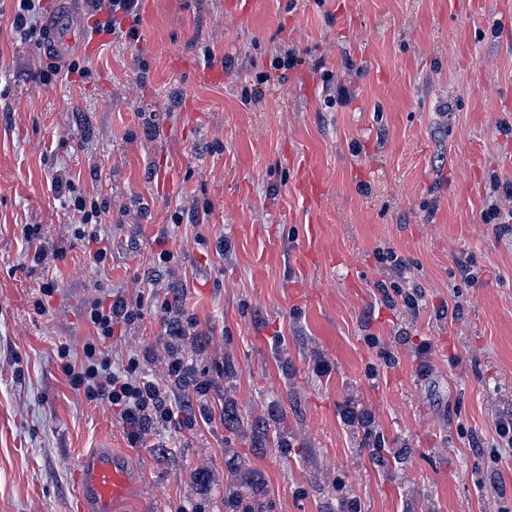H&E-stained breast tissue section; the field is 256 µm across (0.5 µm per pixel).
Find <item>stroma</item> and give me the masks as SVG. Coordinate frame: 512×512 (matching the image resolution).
<instances>
[{
    "label": "stroma",
    "instance_id": "1",
    "mask_svg": "<svg viewBox=\"0 0 512 512\" xmlns=\"http://www.w3.org/2000/svg\"><path fill=\"white\" fill-rule=\"evenodd\" d=\"M228 2L141 0L58 62L0 0V512H78L102 439L140 479L117 512H229L231 481L269 512H512V223L485 220L512 209V0ZM207 53L222 85L193 79ZM58 180L100 204L104 270ZM116 291L144 307L115 361L196 318L185 345L218 378L174 392L193 429L130 444L71 388L58 352L81 357ZM297 186L307 202H318L324 194L320 175L310 168H299Z\"/></svg>",
    "mask_w": 512,
    "mask_h": 512
}]
</instances>
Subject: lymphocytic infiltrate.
Listing matches in <instances>:
<instances>
[{"label":"lymphocytic infiltrate","mask_w":512,"mask_h":512,"mask_svg":"<svg viewBox=\"0 0 512 512\" xmlns=\"http://www.w3.org/2000/svg\"><path fill=\"white\" fill-rule=\"evenodd\" d=\"M142 302L114 293L91 303L87 320L93 330L84 342L83 356L68 365L66 374L75 391L90 401L110 404L121 420L130 443H138L147 433L177 422L194 427L193 418H180L179 407L170 397L168 386L175 383L206 394L213 378L197 373L183 342V324H167V340L162 348L144 347L128 356L125 364L115 365L107 345L117 325L131 326L142 318ZM161 372H153V363Z\"/></svg>","instance_id":"1"}]
</instances>
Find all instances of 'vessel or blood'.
<instances>
[{"instance_id": "obj_1", "label": "vessel or blood", "mask_w": 512, "mask_h": 512, "mask_svg": "<svg viewBox=\"0 0 512 512\" xmlns=\"http://www.w3.org/2000/svg\"><path fill=\"white\" fill-rule=\"evenodd\" d=\"M73 18V10L56 0L48 34V50L56 58H67L93 44L87 33L75 29ZM297 186L309 202L320 201L324 194L320 175L309 168L299 169ZM78 486L81 512H113L116 504L137 490L138 481L125 454L104 441L83 456Z\"/></svg>"}]
</instances>
